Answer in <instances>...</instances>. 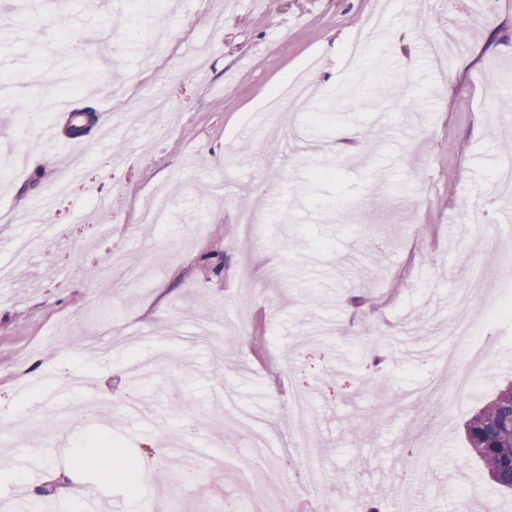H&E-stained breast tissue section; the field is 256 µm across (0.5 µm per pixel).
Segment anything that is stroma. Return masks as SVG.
<instances>
[{
  "mask_svg": "<svg viewBox=\"0 0 512 512\" xmlns=\"http://www.w3.org/2000/svg\"><path fill=\"white\" fill-rule=\"evenodd\" d=\"M69 14L71 32L85 41L93 68L83 71V96L99 124L115 127L107 143L84 138L91 153L78 168L66 162L79 147L46 142L39 126L18 138L19 101L38 105L70 80L78 56L53 26ZM25 19L15 40L0 38V74L13 91L0 93L7 140L18 141L23 168L0 173V264L11 263L12 239L29 223L39 199L56 206L43 214L50 233L30 260L0 287V423L40 400L17 390L42 372L58 379L89 376L112 401L109 416L84 424L66 444L32 466L12 459L0 477V512L14 498L41 500L56 487L63 512L78 499L103 492L123 512H141L158 497L155 473L178 456L180 418L206 417L195 437L214 452L247 450L245 430L221 426L214 394L231 391L239 411L258 417L267 445L258 458L275 457L282 494L332 499L336 512H358L361 502L393 512L378 486V470L393 456L418 447L403 432L445 422L424 460L427 512L455 488L450 475L464 465L465 493L486 512H512V495L498 491L469 459L466 421L512 380V321L491 320L512 279L497 265L500 213L512 210V189L497 182L499 142L512 138V109L491 111L507 94L512 72V0H145L132 17L127 0H0V16ZM167 43L148 52L157 21ZM362 51L349 58L346 49ZM313 83L312 108L268 112L264 103L296 78ZM163 97L169 109L129 122L130 108ZM360 132L359 153L338 156L340 129ZM294 134V150L281 170L266 169L274 132ZM335 169V179L314 182L312 171ZM43 170L41 186L25 184ZM184 186L171 198L165 224L140 220L143 201ZM111 209L95 208L96 194ZM484 204L482 221L467 223L463 201ZM258 214L244 240L238 214ZM112 226V243L99 244L95 225ZM121 251L147 279L146 287H113L105 259ZM224 255L213 273L208 253ZM494 284L471 307L486 320L485 342L494 346L471 393L434 408L389 406L388 396L423 381L446 380L442 362L408 357L412 348L438 342L457 313L455 298L471 277ZM256 289L238 293L242 279ZM249 326L266 338L263 353L251 341L227 346L240 305ZM118 312L120 329L107 333L105 311ZM104 335L106 355L73 351L71 337ZM153 362L146 385L135 386L132 361ZM312 391L310 424L315 455L290 453L284 442L297 430L289 413L296 389ZM138 391L144 418L123 402ZM117 436L124 458L144 463L137 491L88 470L78 459L93 435ZM182 512L204 505L224 512L236 499L250 512L233 479L212 474L202 461L178 470Z\"/></svg>",
  "mask_w": 512,
  "mask_h": 512,
  "instance_id": "1",
  "label": "stroma"
}]
</instances>
